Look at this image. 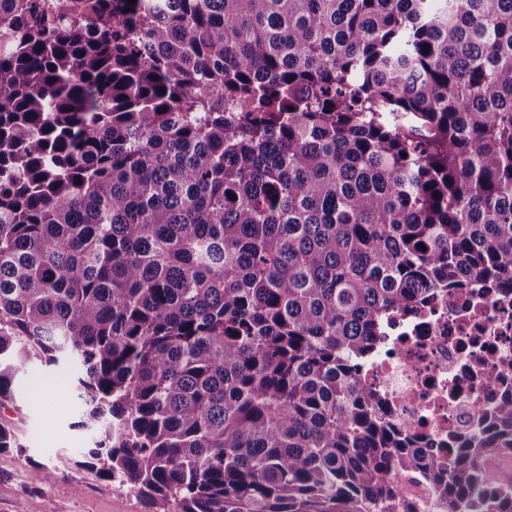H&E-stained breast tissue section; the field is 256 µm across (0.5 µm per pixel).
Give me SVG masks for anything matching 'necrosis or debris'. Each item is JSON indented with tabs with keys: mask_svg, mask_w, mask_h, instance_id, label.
<instances>
[{
	"mask_svg": "<svg viewBox=\"0 0 512 512\" xmlns=\"http://www.w3.org/2000/svg\"><path fill=\"white\" fill-rule=\"evenodd\" d=\"M363 378L397 422L447 449L512 392V286L462 288L393 315Z\"/></svg>",
	"mask_w": 512,
	"mask_h": 512,
	"instance_id": "4bbe7bcc",
	"label": "necrosis or debris"
}]
</instances>
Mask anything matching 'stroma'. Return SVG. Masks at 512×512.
<instances>
[{"label":"stroma","mask_w":512,"mask_h":512,"mask_svg":"<svg viewBox=\"0 0 512 512\" xmlns=\"http://www.w3.org/2000/svg\"><path fill=\"white\" fill-rule=\"evenodd\" d=\"M19 388L17 403L0 409L24 444L0 455V512H17L23 502L50 512H151L135 492L77 466L87 439L69 427L65 372L33 364Z\"/></svg>","instance_id":"1"}]
</instances>
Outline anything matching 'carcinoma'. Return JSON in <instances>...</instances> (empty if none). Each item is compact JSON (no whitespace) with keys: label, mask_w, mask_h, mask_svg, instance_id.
<instances>
[{"label":"carcinoma","mask_w":512,"mask_h":512,"mask_svg":"<svg viewBox=\"0 0 512 512\" xmlns=\"http://www.w3.org/2000/svg\"><path fill=\"white\" fill-rule=\"evenodd\" d=\"M508 282L512 0H0V408L75 367L154 512H512V397L444 459L359 377ZM400 487L405 496L412 497L423 504L426 512H438L436 498L432 491L424 485L400 480Z\"/></svg>","instance_id":"cac0c4a2"}]
</instances>
